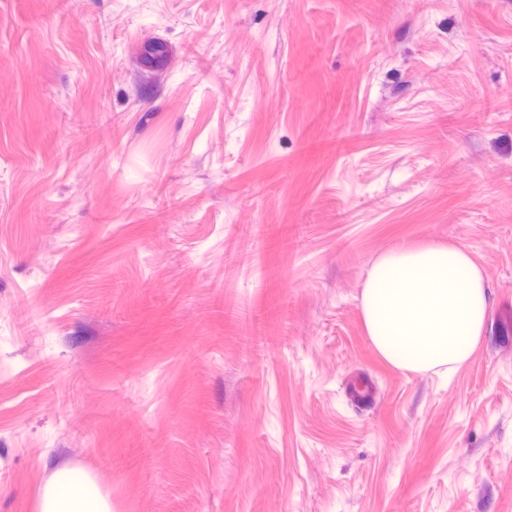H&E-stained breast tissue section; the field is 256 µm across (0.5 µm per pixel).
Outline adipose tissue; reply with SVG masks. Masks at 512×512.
I'll return each mask as SVG.
<instances>
[{
    "label": "adipose tissue",
    "mask_w": 512,
    "mask_h": 512,
    "mask_svg": "<svg viewBox=\"0 0 512 512\" xmlns=\"http://www.w3.org/2000/svg\"><path fill=\"white\" fill-rule=\"evenodd\" d=\"M360 308L379 355L403 372L455 368L474 352L489 310L480 266L462 248L429 243L389 252L372 265ZM34 512H112L83 467L54 472Z\"/></svg>",
    "instance_id": "adipose-tissue-1"
}]
</instances>
